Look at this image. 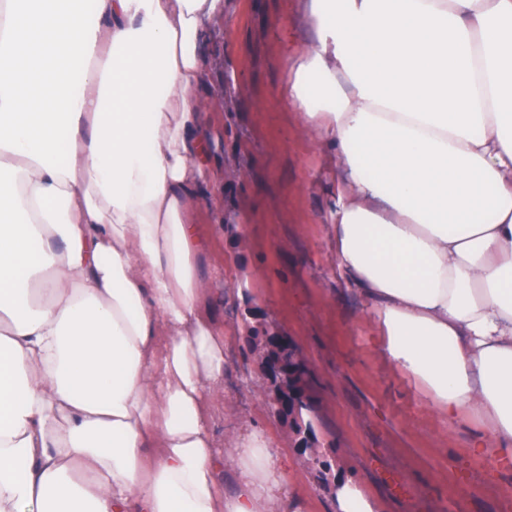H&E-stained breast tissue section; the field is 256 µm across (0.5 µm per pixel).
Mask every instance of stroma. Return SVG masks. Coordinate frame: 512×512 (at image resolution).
Wrapping results in <instances>:
<instances>
[{"mask_svg":"<svg viewBox=\"0 0 512 512\" xmlns=\"http://www.w3.org/2000/svg\"><path fill=\"white\" fill-rule=\"evenodd\" d=\"M306 15L307 0H224L203 47L211 90L201 107L221 188L202 200L198 221L212 227L228 289L224 394L236 416L293 456L264 409L240 329L249 302L294 337L312 367L315 425L332 468L361 483L380 512H512V472L472 454L469 427L444 424L423 386L372 343L369 307L344 289L328 219L336 156L277 103L285 50L315 35Z\"/></svg>","mask_w":512,"mask_h":512,"instance_id":"obj_1","label":"stroma"}]
</instances>
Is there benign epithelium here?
Listing matches in <instances>:
<instances>
[{
	"mask_svg": "<svg viewBox=\"0 0 512 512\" xmlns=\"http://www.w3.org/2000/svg\"><path fill=\"white\" fill-rule=\"evenodd\" d=\"M254 352L262 364V378L267 387L264 409L288 424L295 446L301 450L305 444L312 443L316 435L314 405L308 390L294 383V377L301 371L310 375V365L300 354L293 337L280 326L263 337Z\"/></svg>",
	"mask_w": 512,
	"mask_h": 512,
	"instance_id": "obj_1",
	"label": "benign epithelium"
}]
</instances>
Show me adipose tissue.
Instances as JSON below:
<instances>
[{
    "instance_id": "obj_1",
    "label": "adipose tissue",
    "mask_w": 512,
    "mask_h": 512,
    "mask_svg": "<svg viewBox=\"0 0 512 512\" xmlns=\"http://www.w3.org/2000/svg\"><path fill=\"white\" fill-rule=\"evenodd\" d=\"M224 0H0V512H308L228 443L196 96ZM282 96L338 161L374 342L512 470V0H310ZM97 60L94 69L86 68ZM333 512H379L331 480Z\"/></svg>"
}]
</instances>
